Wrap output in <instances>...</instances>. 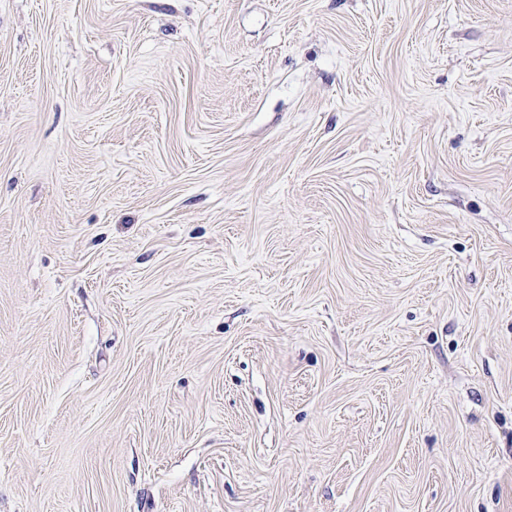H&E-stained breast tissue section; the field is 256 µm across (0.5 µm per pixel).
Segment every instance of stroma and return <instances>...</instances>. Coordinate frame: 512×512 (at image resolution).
Wrapping results in <instances>:
<instances>
[{"label":"stroma","mask_w":512,"mask_h":512,"mask_svg":"<svg viewBox=\"0 0 512 512\" xmlns=\"http://www.w3.org/2000/svg\"><path fill=\"white\" fill-rule=\"evenodd\" d=\"M0 512H512V0H0Z\"/></svg>","instance_id":"stroma-1"}]
</instances>
